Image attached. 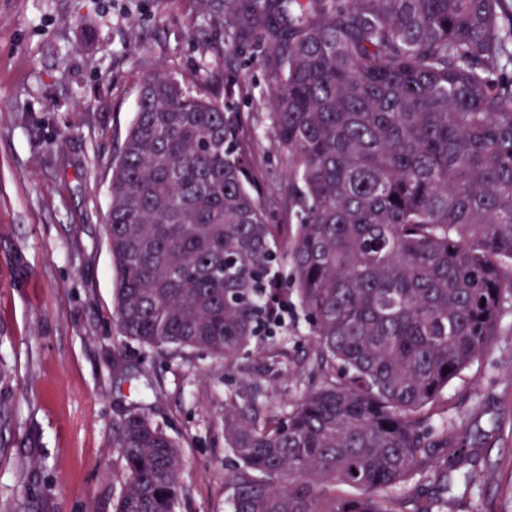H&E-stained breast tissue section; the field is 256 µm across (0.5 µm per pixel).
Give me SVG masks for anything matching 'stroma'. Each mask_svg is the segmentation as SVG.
Returning a JSON list of instances; mask_svg holds the SVG:
<instances>
[{
    "label": "stroma",
    "instance_id": "1",
    "mask_svg": "<svg viewBox=\"0 0 512 512\" xmlns=\"http://www.w3.org/2000/svg\"><path fill=\"white\" fill-rule=\"evenodd\" d=\"M266 49L224 47L201 0H0V512H113L122 462L116 421L148 403L177 439L181 512H230L224 393L243 383L280 412L311 381L307 328L289 311L282 335L232 365L192 350L123 339L106 239L112 165L133 122L142 78L202 71L240 85L235 110L250 141L254 189L289 238L288 171L269 117ZM121 354L132 377L114 378ZM436 431L480 448L478 504L462 484L448 512H512V303L481 356L431 412Z\"/></svg>",
    "mask_w": 512,
    "mask_h": 512
}]
</instances>
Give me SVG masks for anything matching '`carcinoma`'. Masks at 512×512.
<instances>
[{"mask_svg": "<svg viewBox=\"0 0 512 512\" xmlns=\"http://www.w3.org/2000/svg\"><path fill=\"white\" fill-rule=\"evenodd\" d=\"M228 51L268 48L271 117L298 224L251 186L224 84L156 71L108 185L122 337L234 363L299 305L313 383L266 415L224 403L232 512H403L418 479L477 466L429 411L512 300V0H209ZM113 512H178L180 443L126 410Z\"/></svg>", "mask_w": 512, "mask_h": 512, "instance_id": "obj_1", "label": "carcinoma"}]
</instances>
